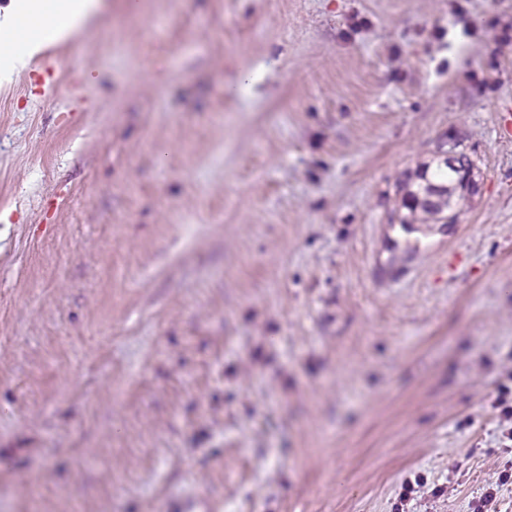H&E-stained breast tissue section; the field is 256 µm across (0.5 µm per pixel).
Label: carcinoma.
Masks as SVG:
<instances>
[{
  "mask_svg": "<svg viewBox=\"0 0 512 512\" xmlns=\"http://www.w3.org/2000/svg\"><path fill=\"white\" fill-rule=\"evenodd\" d=\"M460 173L449 169L438 163L431 167L424 166L419 174V183L406 191L404 206L412 214V219H404L402 223L421 224H446L448 223V209L432 208L426 205L423 197L428 191L437 189L443 197H448L456 193Z\"/></svg>",
  "mask_w": 512,
  "mask_h": 512,
  "instance_id": "cac0c4a2",
  "label": "carcinoma"
}]
</instances>
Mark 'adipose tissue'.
I'll return each mask as SVG.
<instances>
[{"mask_svg":"<svg viewBox=\"0 0 512 512\" xmlns=\"http://www.w3.org/2000/svg\"><path fill=\"white\" fill-rule=\"evenodd\" d=\"M101 0H11L0 12V71L26 67L46 44L82 30Z\"/></svg>","mask_w":512,"mask_h":512,"instance_id":"ef3b65f1","label":"adipose tissue"}]
</instances>
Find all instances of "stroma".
I'll use <instances>...</instances> for the list:
<instances>
[{
  "mask_svg": "<svg viewBox=\"0 0 512 512\" xmlns=\"http://www.w3.org/2000/svg\"><path fill=\"white\" fill-rule=\"evenodd\" d=\"M507 107L512 0H105L47 46L0 84V512H512ZM444 143L479 192L405 233ZM169 510L170 512H213L208 498L196 492L171 503Z\"/></svg>",
  "mask_w": 512,
  "mask_h": 512,
  "instance_id": "stroma-1",
  "label": "stroma"
}]
</instances>
